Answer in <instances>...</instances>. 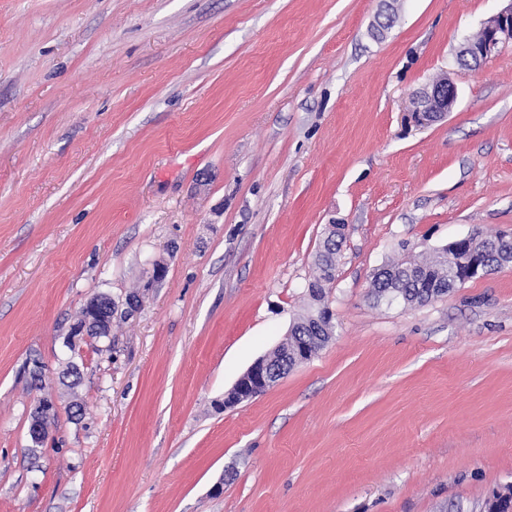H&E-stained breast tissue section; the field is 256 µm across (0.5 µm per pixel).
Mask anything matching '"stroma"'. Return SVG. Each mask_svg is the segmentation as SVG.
<instances>
[{
	"instance_id": "35a3bbf8",
	"label": "stroma",
	"mask_w": 512,
	"mask_h": 512,
	"mask_svg": "<svg viewBox=\"0 0 512 512\" xmlns=\"http://www.w3.org/2000/svg\"><path fill=\"white\" fill-rule=\"evenodd\" d=\"M511 4L395 0L378 36L385 0H0V512H483L512 485V264L369 298L405 255L512 237V46L457 59ZM443 74L447 118L407 123ZM334 222L332 340L225 407ZM84 308L87 311V319L83 323L75 324L69 335V347L73 349L79 346L81 340L89 337L92 333L98 336L104 335L107 319L112 320V313L115 311L112 298L109 296H95L87 302ZM104 313H106L105 317L103 316ZM90 337L97 339V336ZM56 404L47 397H41L37 400L33 409L28 431L30 441L33 446L39 445L48 435V424L54 417Z\"/></svg>"
}]
</instances>
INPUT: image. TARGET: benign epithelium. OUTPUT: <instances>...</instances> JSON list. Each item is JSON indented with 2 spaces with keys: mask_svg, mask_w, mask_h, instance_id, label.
Here are the masks:
<instances>
[{
  "mask_svg": "<svg viewBox=\"0 0 512 512\" xmlns=\"http://www.w3.org/2000/svg\"><path fill=\"white\" fill-rule=\"evenodd\" d=\"M483 30L484 37L481 41L466 39L460 43L457 51V57L472 67L484 65L501 46L512 41V5L484 22ZM456 99L457 89L452 80L447 78L440 84L435 82L413 94L408 118L417 126H428L445 118ZM446 249L452 260L448 285L440 284L437 289L430 291V301L447 289L457 288L473 278L490 273L498 263L504 265L512 261L505 254L498 255L496 246L483 243L475 233L448 243ZM85 309L87 319L74 325L69 335L70 347L73 349L92 333L104 335L105 325L112 318L115 306L111 297L95 296L87 302ZM283 375L284 370L280 364L268 361L266 356L261 357L239 377L228 396L240 402L255 398L278 383ZM55 410L56 404L53 400L47 397L37 400L28 431L32 445L37 446L45 440L48 424L54 417Z\"/></svg>",
  "mask_w": 512,
  "mask_h": 512,
  "instance_id": "7a95c632",
  "label": "benign epithelium"
}]
</instances>
